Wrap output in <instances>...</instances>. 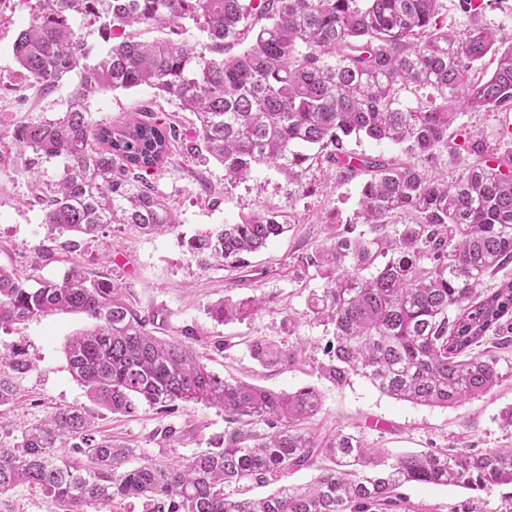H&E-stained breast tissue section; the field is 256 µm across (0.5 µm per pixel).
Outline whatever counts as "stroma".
I'll return each instance as SVG.
<instances>
[{
    "label": "stroma",
    "mask_w": 512,
    "mask_h": 512,
    "mask_svg": "<svg viewBox=\"0 0 512 512\" xmlns=\"http://www.w3.org/2000/svg\"><path fill=\"white\" fill-rule=\"evenodd\" d=\"M28 22L24 0H0V129L55 118L64 111L78 82L77 74H70L54 93L44 95L25 79L13 55V42ZM146 107L160 120L174 123L183 139L194 138V114L154 89L144 86L102 92L89 100L91 116L98 123L120 121ZM197 170L192 159L176 154L153 177L157 190L176 211L178 224L173 231L145 235L123 224H111L98 238L81 240L77 252H57L52 261L38 258L40 249L49 247L50 242L44 214L32 203L33 185L26 177L1 171L0 266L14 267L34 283L62 280L71 261H78L89 273L110 279L139 309L164 313L167 335L178 337L192 331L193 348L215 374L275 391L315 385L322 393L320 418L327 426L365 425L368 442L389 453L512 445V429H503L500 419L502 411L512 407V379L460 405L427 407L393 399L358 376L339 387L307 366L281 369L254 360L250 340L283 341L280 320L290 314L299 321L305 357L324 361L332 333L306 317L308 295L322 288L324 281L315 271H301L298 257L303 249L328 242L335 231L333 217L353 215L362 180L323 184L312 195L292 200L286 184L271 167L257 168L251 181L228 191L223 167L213 162L204 171L216 191L209 198L196 182ZM261 204L292 205L296 225L265 249L248 255L242 268L199 266L186 247L187 240L218 225L237 223ZM227 296L258 297L265 300L266 308L241 322L216 323L206 308ZM91 324L83 314L54 312L0 329V347L18 346L31 364L16 380L14 402L0 407V424L19 431L44 421L56 408L79 406L94 416L102 434L134 445L129 460L133 467L146 459L167 463L190 457L223 436L224 413L217 408L181 403L160 415L142 403L133 414L115 415L93 403L70 375L64 353L67 339ZM167 425L178 430L179 440L161 438L159 431ZM402 494L411 512H512L510 485L470 491L412 484L404 486Z\"/></svg>",
    "instance_id": "stroma-1"
}]
</instances>
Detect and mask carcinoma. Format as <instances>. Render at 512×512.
Returning a JSON list of instances; mask_svg holds the SVG:
<instances>
[{"label":"carcinoma","mask_w":512,"mask_h":512,"mask_svg":"<svg viewBox=\"0 0 512 512\" xmlns=\"http://www.w3.org/2000/svg\"><path fill=\"white\" fill-rule=\"evenodd\" d=\"M506 2L459 0L470 25L456 35L439 19L441 0H27L30 21L13 43L25 77L46 92L74 71L79 81L58 117L0 130V169L36 183L38 159L65 160L38 197L44 224L61 237L94 238L109 224L172 230L167 198L144 175L173 153L175 127L146 109L97 124L88 109L93 93L146 86L196 115L197 140L186 150L201 167L220 163L226 188L249 181L259 166L275 168L291 198L366 174L355 217L335 219L330 241L299 257L325 280L308 297L309 316L332 328L327 360L315 370L338 387L362 376L418 405L478 399L509 377L500 351L512 344L505 320L512 281L488 294L478 288L512 264V130L493 148L453 125L463 110L512 111V44L483 24L487 8ZM78 17L98 23L107 50L92 54L73 27ZM141 26L173 37L136 40L132 30ZM489 55L496 67L487 75L480 65ZM410 85L436 98L404 106L399 93ZM352 135L402 146L405 157L357 155L345 146ZM443 153L463 163L449 181L429 169ZM398 215L408 220L388 230ZM293 223V209L260 206L192 237L188 248L204 265L236 267ZM359 224L369 231L356 232ZM264 308L259 298H227L208 314L224 324ZM54 311L96 320L65 353L73 378L103 409L132 414L145 403L168 412L199 403L224 411V436L182 461L130 467L129 447L96 436L94 417L79 407L57 409L17 438L1 425L3 512L21 485L61 512L117 500L135 501L141 512H406L407 484H512V448H434L390 462L361 425L313 424L322 397L312 385L276 392L220 378L190 345L159 335L163 313L136 309L77 263L62 282L36 287L0 267L1 329ZM486 342L491 349L472 352ZM250 348L266 367L303 362L299 342L257 337ZM29 370L21 349L0 350V406ZM308 469L317 472L312 483H286ZM254 485L276 489L259 499L235 496Z\"/></svg>","instance_id":"obj_1"}]
</instances>
